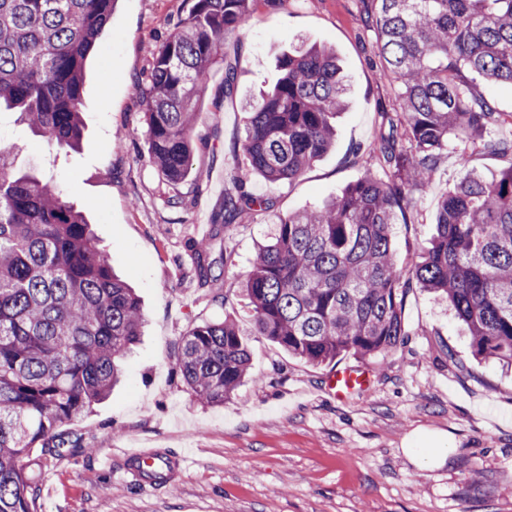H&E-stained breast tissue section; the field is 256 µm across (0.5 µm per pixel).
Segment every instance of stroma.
I'll use <instances>...</instances> for the list:
<instances>
[{"instance_id": "obj_1", "label": "stroma", "mask_w": 512, "mask_h": 512, "mask_svg": "<svg viewBox=\"0 0 512 512\" xmlns=\"http://www.w3.org/2000/svg\"><path fill=\"white\" fill-rule=\"evenodd\" d=\"M192 0H119L85 66L80 150L62 149L0 112V143L15 170L54 180L82 211L114 272L136 289L145 321L111 395L72 426L82 445L33 473L38 512H512V368L473 356L466 330L427 291L404 301L409 336L386 356L351 354L335 365L289 355L256 334L241 294L256 244L278 218L320 205L380 165L371 148L400 109L383 79L362 0H257L224 44L196 103L191 170L173 185L148 160L144 91L153 57ZM334 48L350 106L332 147L292 182L249 176L273 213L225 230L243 107L279 77L294 45ZM233 65L236 88L217 96ZM462 176L457 151L441 156L395 227L394 257L412 265L434 232L441 196ZM210 239L225 296L212 302L196 275V245ZM230 262H222L224 251ZM236 318L251 376L223 404L196 401L176 374L173 350L191 324ZM370 374L366 390L339 401L323 390L333 366ZM165 448L189 458L181 484H125L121 452Z\"/></svg>"}]
</instances>
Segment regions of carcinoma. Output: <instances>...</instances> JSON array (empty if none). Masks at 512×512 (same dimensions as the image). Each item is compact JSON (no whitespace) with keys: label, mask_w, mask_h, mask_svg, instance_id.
Listing matches in <instances>:
<instances>
[{"label":"carcinoma","mask_w":512,"mask_h":512,"mask_svg":"<svg viewBox=\"0 0 512 512\" xmlns=\"http://www.w3.org/2000/svg\"><path fill=\"white\" fill-rule=\"evenodd\" d=\"M117 0H0V108L59 148H77L86 59ZM368 24L399 85L402 112L381 136L383 173L322 206L278 218L242 292L257 333L312 364L378 357L404 341L406 292L448 302L475 357L512 365V162L487 181L460 153L463 178L438 205L421 261L397 266L393 226L410 193L457 142L512 157L503 113L475 79L512 86V0H371ZM256 0H195L154 55L145 92L149 161L169 182L189 173L195 105L224 40ZM248 112L241 151L270 182L299 177L331 146L348 109L346 76L326 48H293ZM224 231L274 201L233 178ZM135 291L112 271L92 225L51 181L12 171L0 149V512H37L30 468L79 447L61 430L107 398L138 342ZM195 400L221 404L250 374L236 321L192 325L174 352Z\"/></svg>","instance_id":"1"}]
</instances>
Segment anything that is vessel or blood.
<instances>
[{
  "label": "vessel or blood",
  "mask_w": 512,
  "mask_h": 512,
  "mask_svg": "<svg viewBox=\"0 0 512 512\" xmlns=\"http://www.w3.org/2000/svg\"><path fill=\"white\" fill-rule=\"evenodd\" d=\"M367 385L365 373L341 369L330 374L325 391L339 399L358 393ZM125 472L133 483L144 487L176 484L188 468L185 455L157 448H131L124 450Z\"/></svg>",
  "instance_id": "obj_1"
}]
</instances>
